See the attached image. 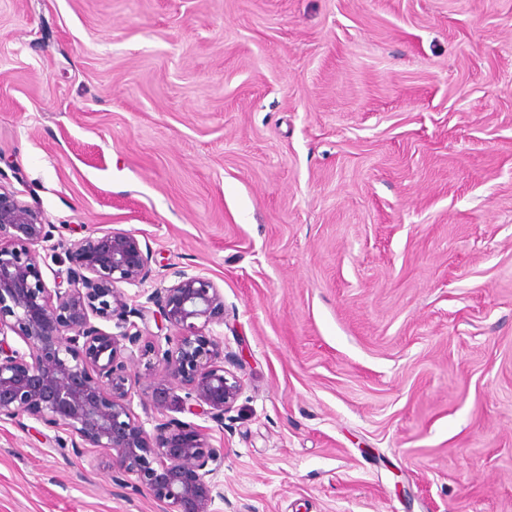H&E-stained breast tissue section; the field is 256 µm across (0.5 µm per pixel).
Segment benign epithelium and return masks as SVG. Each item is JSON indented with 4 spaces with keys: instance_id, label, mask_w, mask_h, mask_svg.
<instances>
[{
    "instance_id": "obj_1",
    "label": "benign epithelium",
    "mask_w": 512,
    "mask_h": 512,
    "mask_svg": "<svg viewBox=\"0 0 512 512\" xmlns=\"http://www.w3.org/2000/svg\"><path fill=\"white\" fill-rule=\"evenodd\" d=\"M53 229L0 171V419L27 416L65 430L73 448L109 450L112 477L138 474L169 512H212L209 477L224 458L191 423L171 419L148 433L129 407L126 361L137 350L163 366L165 379L153 390L158 410L175 404L224 425L241 381L224 367L219 342L205 333L223 320L224 295L211 279L180 270L146 304L129 306L119 285L142 286L153 253L134 234L114 230L70 243L66 280L51 289L41 271L45 258L33 246L56 250ZM149 316L177 336L144 339L138 321ZM98 320L115 322L119 332L102 329ZM10 333L27 352L8 344ZM163 339L169 348H162Z\"/></svg>"
}]
</instances>
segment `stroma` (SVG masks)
Masks as SVG:
<instances>
[{
  "instance_id": "1",
  "label": "stroma",
  "mask_w": 512,
  "mask_h": 512,
  "mask_svg": "<svg viewBox=\"0 0 512 512\" xmlns=\"http://www.w3.org/2000/svg\"><path fill=\"white\" fill-rule=\"evenodd\" d=\"M6 166L219 286L213 512H512V0H0ZM66 439L0 420V512H164Z\"/></svg>"
}]
</instances>
